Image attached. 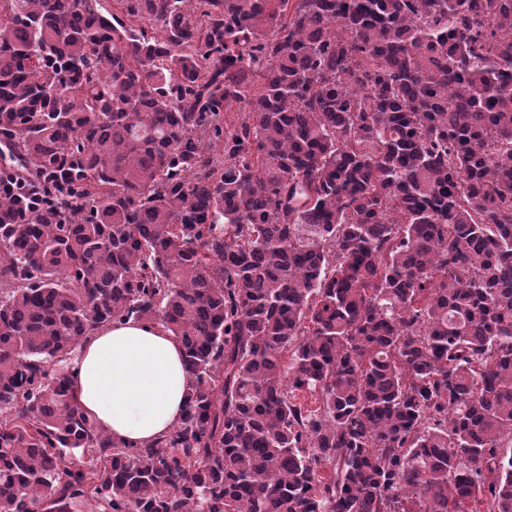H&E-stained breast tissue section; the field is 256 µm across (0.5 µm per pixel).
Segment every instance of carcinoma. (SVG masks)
Wrapping results in <instances>:
<instances>
[{"label":"carcinoma","instance_id":"cac0c4a2","mask_svg":"<svg viewBox=\"0 0 512 512\" xmlns=\"http://www.w3.org/2000/svg\"><path fill=\"white\" fill-rule=\"evenodd\" d=\"M115 2L0 0V512H512V0ZM69 366L79 405L117 441L143 445L180 420L190 377L161 323L113 322L82 340Z\"/></svg>","mask_w":512,"mask_h":512}]
</instances>
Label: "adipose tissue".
<instances>
[{
    "instance_id": "1",
    "label": "adipose tissue",
    "mask_w": 512,
    "mask_h": 512,
    "mask_svg": "<svg viewBox=\"0 0 512 512\" xmlns=\"http://www.w3.org/2000/svg\"><path fill=\"white\" fill-rule=\"evenodd\" d=\"M70 367L79 405L115 440L149 443L181 417L190 377L162 324H109L80 342Z\"/></svg>"
}]
</instances>
